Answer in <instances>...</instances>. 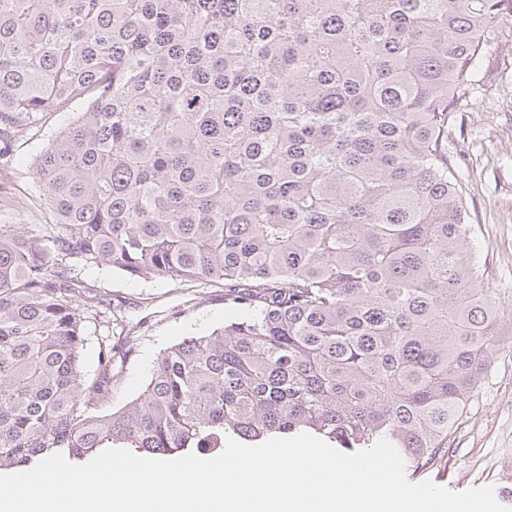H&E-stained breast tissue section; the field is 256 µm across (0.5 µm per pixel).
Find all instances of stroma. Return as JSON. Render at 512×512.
I'll use <instances>...</instances> for the list:
<instances>
[{
    "label": "stroma",
    "instance_id": "obj_1",
    "mask_svg": "<svg viewBox=\"0 0 512 512\" xmlns=\"http://www.w3.org/2000/svg\"><path fill=\"white\" fill-rule=\"evenodd\" d=\"M465 95L448 115V153L465 189L473 234L471 244L485 269L484 285L512 309V16L499 21ZM84 103L51 116L32 140L16 142L0 160V225L13 224L34 234L49 232L52 213L38 186L32 160L54 133L85 111ZM82 276L98 294V318L88 325L85 367L95 371L98 340L107 322L120 316L135 338L116 382L111 405L132 400L150 376L161 350L185 337L206 334L238 316L220 287L181 285L163 279L144 281L105 267ZM512 390V357L497 358L473 397L462 425L451 436L450 462L408 472L409 481L431 480L454 491L494 486L498 500L512 506V406L502 399Z\"/></svg>",
    "mask_w": 512,
    "mask_h": 512
}]
</instances>
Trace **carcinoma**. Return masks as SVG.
Instances as JSON below:
<instances>
[{
    "label": "carcinoma",
    "instance_id": "carcinoma-1",
    "mask_svg": "<svg viewBox=\"0 0 512 512\" xmlns=\"http://www.w3.org/2000/svg\"><path fill=\"white\" fill-rule=\"evenodd\" d=\"M512 0H0V142L52 231L0 225V470L307 432L423 470L512 312L484 287L448 113ZM224 286L250 313L84 372L89 265ZM85 109L86 104L77 102L70 112L52 115L37 136L28 142H16L9 156L0 160V225L14 224L21 230L41 235L50 231L53 216L34 177L32 159L56 131Z\"/></svg>",
    "mask_w": 512,
    "mask_h": 512
}]
</instances>
